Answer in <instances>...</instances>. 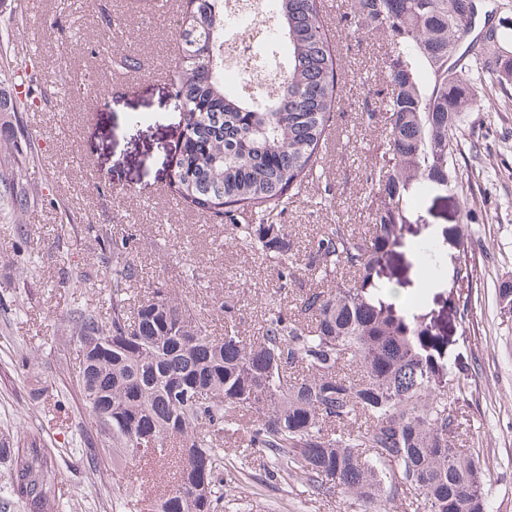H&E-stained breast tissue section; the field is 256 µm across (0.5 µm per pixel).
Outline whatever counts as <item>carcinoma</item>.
<instances>
[{
    "label": "carcinoma",
    "mask_w": 512,
    "mask_h": 512,
    "mask_svg": "<svg viewBox=\"0 0 512 512\" xmlns=\"http://www.w3.org/2000/svg\"><path fill=\"white\" fill-rule=\"evenodd\" d=\"M224 0H181V52L170 83L182 95L186 131L168 188L181 204L232 227L241 249L278 266L279 289L297 282L288 266L286 225L273 221L316 172L340 109V64L321 21V0H276L287 75L272 95L224 90ZM490 0H355L351 25L386 36L387 123L383 164L369 172L371 227L326 224L305 253L304 271L352 278L302 292L290 308L268 309L262 335H241L240 305L215 303L224 335L186 307L173 288L144 289L125 243L98 233L112 254L107 312L73 299L72 330L60 365L112 472L142 463L168 466L151 512H221L224 434L245 412L246 447L274 471L319 492L334 485L369 507L414 496L417 512H490L479 448H460L458 410L469 405V368L452 362L453 328L390 301L411 252L423 281L440 275L437 247L407 239L408 206L457 179L453 141L463 113L481 107L486 78L512 89V21L488 23ZM0 197V215L23 209ZM474 270L457 272L458 324L465 323ZM79 364L70 368V355ZM8 462L0 512H63L50 495L54 465L41 439L0 446ZM114 507L140 512L132 488L116 484Z\"/></svg>",
    "instance_id": "cac0c4a2"
}]
</instances>
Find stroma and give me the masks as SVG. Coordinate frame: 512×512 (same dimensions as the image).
Returning a JSON list of instances; mask_svg holds the SVG:
<instances>
[{
    "label": "stroma",
    "mask_w": 512,
    "mask_h": 512,
    "mask_svg": "<svg viewBox=\"0 0 512 512\" xmlns=\"http://www.w3.org/2000/svg\"><path fill=\"white\" fill-rule=\"evenodd\" d=\"M97 4L0 0V70L30 61L57 77L42 86L34 109L0 112V174L16 152L32 154L21 173L31 203L16 219H0V296L17 288L24 293L21 315L0 311V435L44 439L55 465L51 493L73 512H112L111 496L87 463L67 455L88 424L87 412L79 401L57 408L34 400L31 391L68 382L55 345L69 333L75 286L100 283L110 259L96 230L126 238L144 282L179 289L190 312L209 319L213 335L224 333L213 306L228 295L240 301L243 335H258L267 308L293 305L310 288L332 287V280L302 272L306 248L323 225L363 232L371 224L365 171L381 160L390 51L384 36L351 26L352 0H322L340 59L342 102L313 181L280 218L288 227V258L300 273L281 292L272 264L240 250L228 225L176 204L167 189L182 126L170 82L155 71L178 56L173 18L139 10L134 0H108L124 20L115 33L102 26ZM103 44L143 59L142 68L113 71L108 56L96 52ZM482 103L483 111L466 115L454 144L456 184L421 202L424 221L415 231L417 239L435 240L448 264L445 295L454 293L451 275L460 264L477 271L467 332L450 348L471 376L473 405L460 439L484 452L490 512H512V312L499 301L500 288L512 284V94L490 82ZM137 112L146 120H134ZM472 210L479 223H470ZM30 252L39 262L32 284L20 269ZM19 352L31 358L24 375L9 368ZM242 440L239 434L224 440V512H364L337 488L316 494L280 478L260 450L242 454Z\"/></svg>",
    "instance_id": "35a3bbf8"
}]
</instances>
